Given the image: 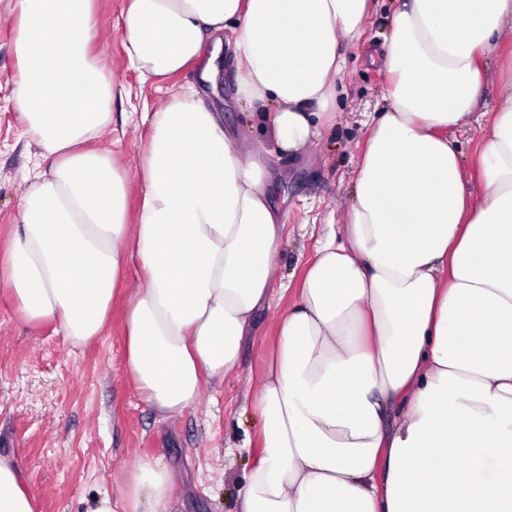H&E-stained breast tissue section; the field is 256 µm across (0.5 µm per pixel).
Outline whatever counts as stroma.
<instances>
[{"label": "stroma", "mask_w": 512, "mask_h": 512, "mask_svg": "<svg viewBox=\"0 0 512 512\" xmlns=\"http://www.w3.org/2000/svg\"><path fill=\"white\" fill-rule=\"evenodd\" d=\"M15 0H0V249L12 231L34 162L14 100L15 59L9 14ZM99 36L94 52L125 94L113 105L114 130L98 142L119 163L134 168L141 115L160 109L173 90L197 82L195 72L157 87L127 64L123 49L125 0H97ZM398 0H375L362 40L344 45L336 122L298 159L281 158L272 142L270 170L287 213L284 246L272 294L242 344L237 374L206 385L201 401L183 416L165 420L141 399L124 365L125 301L112 304L105 336L75 349L51 328L24 325L0 289V454L15 457L39 512H90L101 492L112 491L142 457L160 458L175 482L169 512H234L239 488L257 453L261 421L251 407L276 339V321L292 299L291 288L330 225L341 224L368 129L385 105V71L373 63ZM512 59V42L499 43L487 63V81L469 123L452 133L463 167L476 174L477 158L495 111L500 65Z\"/></svg>", "instance_id": "1"}]
</instances>
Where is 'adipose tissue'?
<instances>
[{
	"label": "adipose tissue",
	"mask_w": 512,
	"mask_h": 512,
	"mask_svg": "<svg viewBox=\"0 0 512 512\" xmlns=\"http://www.w3.org/2000/svg\"><path fill=\"white\" fill-rule=\"evenodd\" d=\"M371 2L129 0V65L157 83L200 77L143 114L130 171L97 146L121 90L93 51L95 0H15L14 99L43 160L0 252L19 319L86 347L125 292L126 371L165 418L233 374L270 295L284 214L264 156L245 148L255 129H226L200 86L217 87L230 59L232 101L267 105L277 152L302 155L336 118L340 46L361 40ZM511 30L512 0H400L387 108L339 236L317 246L278 318L237 512H512V65L477 177L448 135L469 122L485 59ZM172 485L145 457L91 512H168ZM0 512H37L9 456Z\"/></svg>",
	"instance_id": "adipose-tissue-1"
}]
</instances>
